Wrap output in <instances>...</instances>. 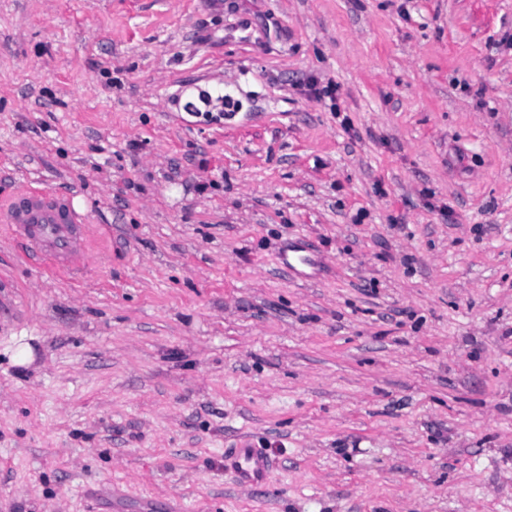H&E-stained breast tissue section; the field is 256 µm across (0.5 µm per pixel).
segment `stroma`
I'll return each instance as SVG.
<instances>
[{"label": "stroma", "mask_w": 512, "mask_h": 512, "mask_svg": "<svg viewBox=\"0 0 512 512\" xmlns=\"http://www.w3.org/2000/svg\"><path fill=\"white\" fill-rule=\"evenodd\" d=\"M24 187L94 249L0 227V512H512V0H0ZM73 194L26 189L1 204L0 219L21 242L24 255L43 267L76 277L86 266L91 245L85 218ZM225 470H230L242 486L260 488L270 469L268 456L253 445L243 443L224 458Z\"/></svg>", "instance_id": "35a3bbf8"}]
</instances>
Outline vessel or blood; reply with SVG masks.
Listing matches in <instances>:
<instances>
[{"mask_svg":"<svg viewBox=\"0 0 512 512\" xmlns=\"http://www.w3.org/2000/svg\"><path fill=\"white\" fill-rule=\"evenodd\" d=\"M0 223L21 242L25 256L41 266L71 277L85 268L91 246L71 194L26 189L0 205ZM224 467L240 485L259 488L270 460L261 449L243 443L225 457Z\"/></svg>","mask_w":512,"mask_h":512,"instance_id":"vessel-or-blood-1","label":"vessel or blood"}]
</instances>
